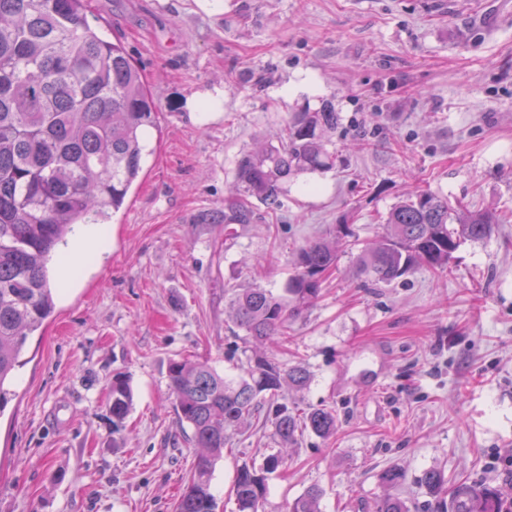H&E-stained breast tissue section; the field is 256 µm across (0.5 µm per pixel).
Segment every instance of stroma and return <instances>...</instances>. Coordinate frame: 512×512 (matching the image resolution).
<instances>
[{"instance_id": "stroma-1", "label": "stroma", "mask_w": 512, "mask_h": 512, "mask_svg": "<svg viewBox=\"0 0 512 512\" xmlns=\"http://www.w3.org/2000/svg\"><path fill=\"white\" fill-rule=\"evenodd\" d=\"M86 18L157 96L153 153L106 252L56 267L55 313L0 413V512H174L194 449L169 362L195 355L241 376L253 341L233 324L234 293H283L297 250L342 223L337 270L267 346L310 374L289 401L334 410L336 431L299 437L268 479L266 512L312 485L321 512H373L391 467L406 473L390 492L410 512H430L421 479L434 469L511 498L512 0H89ZM214 90L209 111H192ZM327 104L332 169L294 178L250 223H201L223 210L244 152ZM426 190L503 221L462 240L447 270L358 276L381 217ZM117 373L134 396L118 431ZM232 443L212 479L216 512H235L237 466L280 447L252 425Z\"/></svg>"}]
</instances>
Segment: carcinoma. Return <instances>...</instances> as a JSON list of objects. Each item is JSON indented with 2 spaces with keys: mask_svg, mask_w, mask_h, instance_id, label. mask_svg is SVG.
Listing matches in <instances>:
<instances>
[{
  "mask_svg": "<svg viewBox=\"0 0 512 512\" xmlns=\"http://www.w3.org/2000/svg\"><path fill=\"white\" fill-rule=\"evenodd\" d=\"M87 0H0V413L15 396L13 381L24 364L28 338L55 312L54 266L77 224H106L124 206L150 155L156 98L125 48L88 26ZM338 114L326 105L296 112L273 140L245 152L235 170L234 200L223 219L247 224L254 203L277 205L290 178L333 167L328 133ZM502 222L497 213L471 211L422 191L397 203L384 219L385 233L355 257L366 279L390 284L418 265L444 271L461 240L481 239ZM336 239L307 242L297 253L284 294L261 287L234 294L233 321L260 344L288 335V318L314 301L325 275L337 267ZM244 375L228 380L208 362L182 357L170 362L168 380L175 412L197 448L193 469L175 512H214L211 480L216 463L242 426H273L283 446L305 430L320 437L336 431L328 408L301 410L284 389L310 380L301 364L283 368L254 352ZM132 408L127 379H112L109 409L114 430ZM271 453L257 468L237 466L231 495L236 512H263L268 475L283 466ZM437 510L452 498L454 512H504L499 489L487 488L458 503L460 484L444 474L423 477ZM322 489L312 485L289 512H320ZM375 512H409L386 496Z\"/></svg>",
  "mask_w": 512,
  "mask_h": 512,
  "instance_id": "cac0c4a2",
  "label": "carcinoma"
}]
</instances>
